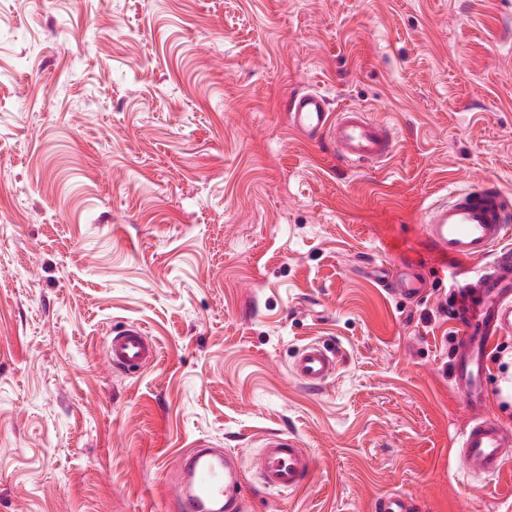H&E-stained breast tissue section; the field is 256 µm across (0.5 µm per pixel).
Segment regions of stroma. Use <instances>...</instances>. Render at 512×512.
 Instances as JSON below:
<instances>
[{
  "label": "stroma",
  "instance_id": "stroma-1",
  "mask_svg": "<svg viewBox=\"0 0 512 512\" xmlns=\"http://www.w3.org/2000/svg\"><path fill=\"white\" fill-rule=\"evenodd\" d=\"M65 43L60 54L57 43ZM311 89L384 118L381 165L292 131ZM512 196V0H20L0 9V512H167L189 449L302 440L305 490L241 512H512V463L463 482L451 292L432 201ZM416 263L424 297L373 271ZM142 325L157 364L106 368ZM340 352L308 391L303 344ZM512 427V334L486 358ZM339 363L340 357L334 347L311 341L297 350L290 371L307 388L319 391L334 379Z\"/></svg>",
  "mask_w": 512,
  "mask_h": 512
}]
</instances>
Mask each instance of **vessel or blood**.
Listing matches in <instances>:
<instances>
[{"label": "vessel or blood", "mask_w": 512, "mask_h": 512, "mask_svg": "<svg viewBox=\"0 0 512 512\" xmlns=\"http://www.w3.org/2000/svg\"><path fill=\"white\" fill-rule=\"evenodd\" d=\"M291 126L307 139L329 136L341 161L374 166L393 152L388 123L354 107L332 108L318 91H308L286 105ZM424 238L438 256L457 263L482 261L479 273L464 278L453 304L460 330L452 359L453 381L471 417L458 439L462 479L470 483L497 476L512 460V429L486 409L485 359L492 340L512 333V251L499 244L512 227V199L494 183L480 192L452 191L448 200L427 206L422 214ZM391 293L419 297L424 288L418 267L404 265L383 275ZM159 358L157 344L143 328L126 324L111 331L104 347L107 368L138 371ZM340 357L321 341L301 346L291 373L317 391L334 379ZM314 461L295 437L279 432L263 436L252 467L265 490L297 491L309 481ZM181 474L169 482L166 498L176 512H238L246 477L236 454L228 449L196 448L184 455Z\"/></svg>", "instance_id": "1"}]
</instances>
